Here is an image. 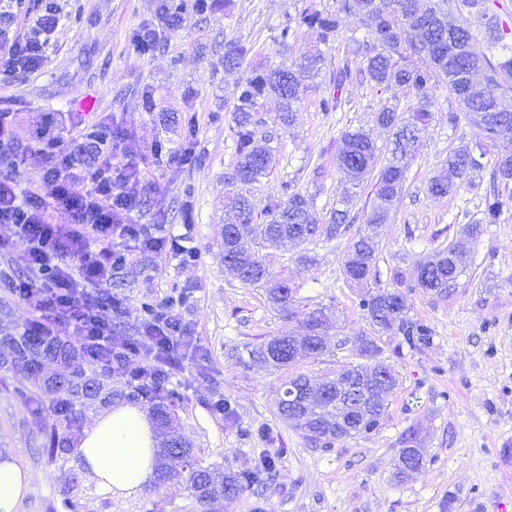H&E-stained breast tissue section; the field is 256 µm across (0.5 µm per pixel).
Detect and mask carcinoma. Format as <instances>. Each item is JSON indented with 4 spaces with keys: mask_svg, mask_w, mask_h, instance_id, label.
<instances>
[{
    "mask_svg": "<svg viewBox=\"0 0 512 512\" xmlns=\"http://www.w3.org/2000/svg\"><path fill=\"white\" fill-rule=\"evenodd\" d=\"M336 11H307L300 22L316 27L327 38L339 27V13L358 12L370 22L371 40L359 46L358 64L345 61L330 73L332 91L319 101L324 112H335L341 106L342 92L356 81H369L390 89H412L419 95V106L409 116L399 115L397 106L383 105L375 115L378 124L394 129L393 147L386 164L374 184V201L364 214V229L352 241L343 260L346 281L362 288L375 274L377 265L376 238L380 228L388 223L394 202L400 197L406 178L408 160L419 142L429 120L428 91L443 82L448 86L461 110L469 114L485 112L488 124L483 128L486 143L479 155L462 149L448 155L444 168L432 176L427 190L435 196H445L461 186L473 173L481 170L480 158L488 153L495 156L493 180L506 189L512 187V101L502 92L512 80V31L506 23L488 16L490 0H458L456 10L466 9L462 22L447 21L448 0H429L428 8L417 11L416 0H336ZM182 5L175 0H158L157 19L163 25L175 21ZM485 21L488 30L487 51L475 46L470 17ZM409 26L412 37L402 38V27ZM422 54L427 63L421 67L401 64L405 51ZM498 52L497 61L489 53ZM246 56L245 49L233 42L224 51V65L237 67ZM324 65L318 51L304 53L298 62L286 69L258 70L238 88L234 106L236 127V158L226 179L230 184H252L269 175L273 167V150L256 139L254 112L259 100L274 96L281 102L280 123L287 126L294 117V105L308 88L307 81L317 77ZM484 71V83L477 87L472 76ZM343 147L337 157V168L347 189L334 211L329 225L314 223L307 210V201L299 193H288L270 200L265 221H256L247 196L237 193L229 198L232 221L231 233L224 236V264L245 285L264 289L269 303L280 310H289L297 290L287 280L272 275L259 257L254 245L258 240H272L284 247H296L322 235L331 238L349 223L350 207L365 178L376 166L377 148L369 133L362 128L342 134ZM482 210L486 224L496 223L503 202L494 189L485 194ZM480 234V225H469L465 235L448 248L437 250L421 264L423 276L416 287L436 296L448 298L459 285V278L468 267L471 245ZM359 307L378 331L399 336V345L420 351L433 341V329L425 322L409 316L406 296L398 289L367 291L360 295ZM302 331L296 335L272 336L248 350L251 366L262 371L290 368L304 360L317 359L324 353V339L329 321L322 309L302 314ZM372 350L365 362L348 365L341 377H325L315 381L305 374L291 376L277 392V414L292 428L300 431L311 443L332 448L337 442L368 435L377 431L390 398L398 388V380L380 355L377 338L362 337ZM52 357L61 361L67 374L52 381L55 398L49 411L52 432L48 452L53 458L65 459L75 451L82 430L87 401L96 398L100 386L93 377L91 365L79 346L60 336H35L25 332L0 337V366L7 371L38 373L42 361ZM132 395L148 402L156 424L166 435L156 453V483L164 485L175 479L184 480L202 503L233 500L245 489L260 483L258 475L266 473L268 461L249 472L221 471L192 463L193 451L185 445L176 428L174 405L179 396L168 388L167 375L153 369L146 376L129 379ZM399 456L416 457L415 465L404 471L395 468L393 478L402 482L425 466L418 431L409 427L399 437Z\"/></svg>",
    "mask_w": 512,
    "mask_h": 512,
    "instance_id": "cac0c4a2",
    "label": "carcinoma"
}]
</instances>
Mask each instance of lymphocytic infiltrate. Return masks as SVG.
<instances>
[{
    "instance_id": "f902f5d3",
    "label": "lymphocytic infiltrate",
    "mask_w": 512,
    "mask_h": 512,
    "mask_svg": "<svg viewBox=\"0 0 512 512\" xmlns=\"http://www.w3.org/2000/svg\"><path fill=\"white\" fill-rule=\"evenodd\" d=\"M43 63L44 43L36 36L0 53L1 70L35 72ZM31 149L44 162L35 183L25 178L12 145L0 138V156L7 159L0 166V225L26 240L25 262L33 275L12 287L32 314L26 330L47 327L76 337L100 369L127 365L115 350L111 322L125 315L126 304L98 290L112 276V254L121 252L131 263L147 251L176 252L181 245L175 238L161 239L149 250L131 237L130 216L152 190L134 160L120 167L108 159L88 162L82 142L63 139L46 125L36 128ZM48 270L50 282H36V275ZM183 328L181 314L168 310L146 324L137 341L153 351L155 366L169 367L186 345Z\"/></svg>"
}]
</instances>
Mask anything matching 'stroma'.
<instances>
[{
  "mask_svg": "<svg viewBox=\"0 0 512 512\" xmlns=\"http://www.w3.org/2000/svg\"><path fill=\"white\" fill-rule=\"evenodd\" d=\"M43 0H0V51L34 34ZM57 24L47 36L43 67L32 74H0V112L11 113L8 138L26 151L35 128L50 123L59 133H88L110 124L126 141L112 144L113 165L134 149L153 193L134 223L162 221L197 248L192 262L149 253L136 264L134 282H107L101 291L124 298L126 316L113 319L117 342L138 335L144 302L183 290L180 312L192 344L180 355L170 386L182 397L177 423L202 465L248 471L273 462L266 486L249 490L216 512H496L498 500H512V191L502 190L499 223L481 224L482 198L490 188L492 156L482 160L474 185L438 197L429 179L449 153L475 149L483 140L467 118L449 125L459 105L446 84L433 90L429 121L410 160L402 195L379 238L373 288H401L412 318L433 329L430 347L393 352L382 358L399 380L377 432L317 448L278 416L275 398L290 374L321 378L353 363L338 340L370 336L374 330L343 275V259L373 200L366 179L350 212L352 221L334 238H317L291 249L260 241L259 255L278 277L296 287L298 312L326 308L335 326L326 352L292 370L258 371L246 364L245 345L296 332L299 320L274 308L263 289L244 285L224 265L225 204L242 191L256 212L289 190L303 195L317 224H327L345 184L336 167L344 131L364 128L379 151H387L391 128L374 116L384 103L407 114L414 92L388 90L369 82L351 84L334 112L318 103L330 90L331 69L354 59L370 37L357 15H342L336 35L298 24L306 8L332 10L336 0H230L208 16L185 9L174 28L153 48L139 50L134 35L154 19L157 0H55ZM287 45H280L281 30ZM234 41L248 54L242 66L224 65V45ZM319 49L325 69L303 95L293 123L277 120L279 103L261 100L257 135H267L277 162L259 182L235 188L225 179L235 160L233 108L236 91L252 70L288 67L305 51ZM196 160L179 161L184 148ZM27 153V151H26ZM43 166L27 153V178ZM194 220L185 223L184 203ZM480 224L473 261L448 300L415 286L419 265L446 248L468 224ZM310 254L314 263L300 262ZM402 271V284L393 274ZM52 398L41 383L22 372L0 369V460L9 459L30 476L29 490L12 512H66L63 500L77 496L85 512H205L184 482L146 484L135 497L99 495L81 458L52 461L44 446L52 420ZM228 399L234 414L225 419L212 404ZM410 427L422 438L426 464L403 482L393 464L398 439Z\"/></svg>",
  "mask_w": 512,
  "mask_h": 512,
  "instance_id": "stroma-1",
  "label": "stroma"
}]
</instances>
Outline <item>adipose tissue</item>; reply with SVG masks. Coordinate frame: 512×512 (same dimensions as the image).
<instances>
[{"label": "adipose tissue", "instance_id": "obj_1", "mask_svg": "<svg viewBox=\"0 0 512 512\" xmlns=\"http://www.w3.org/2000/svg\"><path fill=\"white\" fill-rule=\"evenodd\" d=\"M80 456L100 494L128 497L152 475L157 441L146 412L120 403L103 411L78 442Z\"/></svg>", "mask_w": 512, "mask_h": 512}]
</instances>
